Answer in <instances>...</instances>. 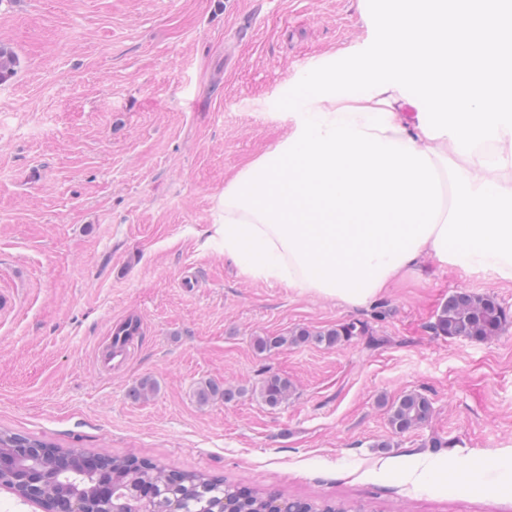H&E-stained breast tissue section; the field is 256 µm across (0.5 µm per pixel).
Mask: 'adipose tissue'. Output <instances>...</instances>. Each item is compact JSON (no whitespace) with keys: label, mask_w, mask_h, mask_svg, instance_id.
<instances>
[{"label":"adipose tissue","mask_w":512,"mask_h":512,"mask_svg":"<svg viewBox=\"0 0 512 512\" xmlns=\"http://www.w3.org/2000/svg\"><path fill=\"white\" fill-rule=\"evenodd\" d=\"M367 54L311 62L287 136L224 187L240 273L358 308L435 262L512 282V16L393 0Z\"/></svg>","instance_id":"1"}]
</instances>
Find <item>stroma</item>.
Segmentation results:
<instances>
[{"label": "stroma", "mask_w": 512, "mask_h": 512, "mask_svg": "<svg viewBox=\"0 0 512 512\" xmlns=\"http://www.w3.org/2000/svg\"><path fill=\"white\" fill-rule=\"evenodd\" d=\"M378 34L360 0H0L19 60L0 83V430L363 512H512L491 468L512 458V282L439 268L350 308L246 278L210 238L225 183L288 132L284 88ZM459 290L498 301L499 336L434 333ZM131 314L140 336L103 368ZM349 322L366 334L332 349H253ZM270 372L293 388L274 409L253 393ZM208 381L247 393L202 406ZM406 391L433 417L396 435ZM452 460L485 468L478 492Z\"/></svg>", "instance_id": "35a3bbf8"}]
</instances>
